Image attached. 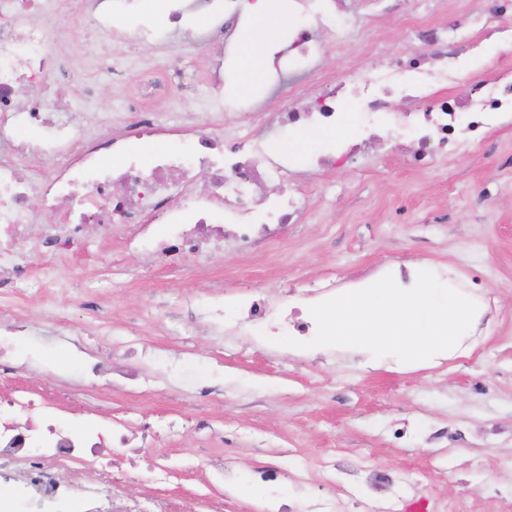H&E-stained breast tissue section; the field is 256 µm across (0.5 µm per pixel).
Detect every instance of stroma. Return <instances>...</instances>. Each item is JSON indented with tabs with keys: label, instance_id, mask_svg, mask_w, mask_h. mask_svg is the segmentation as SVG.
<instances>
[{
	"label": "stroma",
	"instance_id": "35a3bbf8",
	"mask_svg": "<svg viewBox=\"0 0 512 512\" xmlns=\"http://www.w3.org/2000/svg\"><path fill=\"white\" fill-rule=\"evenodd\" d=\"M403 27L395 12L342 43L326 33L325 74L381 64ZM212 58L191 42L168 54L156 39L135 47L128 63L199 75L189 95L159 108L160 123L244 135L246 127L211 101ZM92 81L85 131L105 118L132 129L136 115L122 111L121 90L97 73ZM301 138L290 136L307 219L283 239L220 248L202 261L184 254L178 274L165 257L129 250L119 231L92 228L67 253L32 254L28 295L0 287V309L31 321L0 392L55 391L58 415L70 420L135 419L154 433L159 453L187 464L156 488L162 497L207 493L205 461L220 456L228 481L281 492L290 512H405L414 500L428 512H512V127L493 129L469 154L439 156L428 171L388 146L321 172L306 165L319 141ZM399 264L447 267L485 312L454 354L425 367L380 364L365 350L266 346L186 319L228 288L253 289L275 304L297 288L341 286L360 272L375 279ZM91 354L124 365L137 389L85 390L72 365ZM202 385L213 389L205 402L197 398ZM201 416L204 433L194 428ZM0 494L14 512L83 507L73 495L45 497L23 467L0 471Z\"/></svg>",
	"mask_w": 512,
	"mask_h": 512
}]
</instances>
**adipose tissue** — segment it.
<instances>
[{
  "mask_svg": "<svg viewBox=\"0 0 512 512\" xmlns=\"http://www.w3.org/2000/svg\"><path fill=\"white\" fill-rule=\"evenodd\" d=\"M291 7V0H255L254 39L241 62L247 81L255 82L263 76L266 61L282 42L283 25Z\"/></svg>",
  "mask_w": 512,
  "mask_h": 512,
  "instance_id": "adipose-tissue-1",
  "label": "adipose tissue"
}]
</instances>
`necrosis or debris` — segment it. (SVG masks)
<instances>
[{"label": "necrosis or debris", "instance_id": "necrosis-or-debris-1", "mask_svg": "<svg viewBox=\"0 0 512 512\" xmlns=\"http://www.w3.org/2000/svg\"><path fill=\"white\" fill-rule=\"evenodd\" d=\"M405 2V40L387 46L384 66L351 65L325 78L320 27H331L339 37L351 35L385 13V0H296L298 13L314 18L315 26H293L263 97L224 106L253 125V132L229 139L186 123L175 130L179 149L147 163L130 149L127 134L109 125L81 135L79 118L95 88L62 51L56 28L45 21L51 14L64 15L107 33L113 49H87L94 67L123 89V111L141 113V135L157 137L167 132L156 119L157 109L172 91H189L191 84L176 70L158 80L121 61L125 49L145 39L144 33H128L122 25L131 0H0V276L11 277L20 292L30 285L23 257L37 244L29 232L35 203L48 214L63 207L77 213L74 222L56 225L44 235L39 244L46 248L73 246L84 239L90 224L104 230L124 225L130 240L166 257L200 255L227 241L262 246L303 223L305 216L303 197L283 189L292 174V155H266V135L298 124L339 131L335 149L322 154L318 164L324 169L349 165L363 150L341 136L352 102L360 109L363 130L382 128L392 139L409 138L407 160L415 168H431L447 148L468 154L484 142L489 128L512 120V69L477 59L464 23L453 18L419 21L420 0ZM188 11L205 15L206 27L184 31ZM240 17L238 0H174L166 40L175 44L188 38L205 48L228 49L238 38ZM478 70H493L497 76L453 94L460 76ZM71 84L84 85V94H65ZM397 97L413 104V111L392 113ZM33 129L40 130V137H30ZM34 155L45 159V171L24 167V160ZM203 165L209 168V185L197 193L195 174ZM334 290L327 283L301 294L287 321L268 322L266 336L302 340L315 335V321L304 318L302 310ZM261 313L260 300L228 290L223 303L209 309L208 318L213 325L241 329ZM2 414L7 420L0 422V469L35 458L49 460V468L34 474L35 483L49 493L58 491L54 472L62 469L79 475L82 496L96 501L119 482L112 463L99 459L105 444L148 450L146 440H132L106 418L58 421L46 393L15 390L0 401Z\"/></svg>", "mask_w": 512, "mask_h": 512}]
</instances>
